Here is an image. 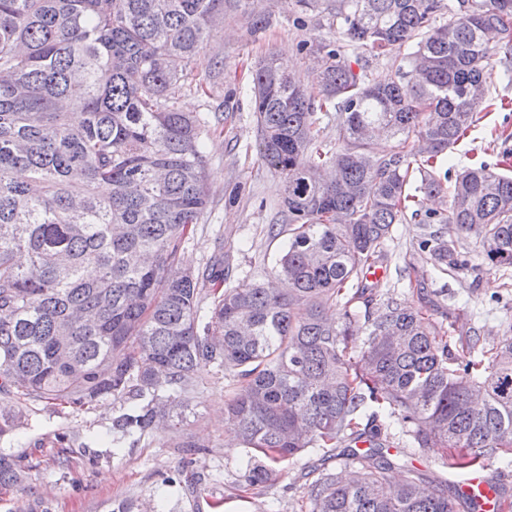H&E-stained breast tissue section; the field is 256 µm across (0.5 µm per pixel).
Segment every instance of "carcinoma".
Wrapping results in <instances>:
<instances>
[{"label":"carcinoma","instance_id":"cac0c4a2","mask_svg":"<svg viewBox=\"0 0 512 512\" xmlns=\"http://www.w3.org/2000/svg\"><path fill=\"white\" fill-rule=\"evenodd\" d=\"M240 2L0 0V394L75 412L110 396L124 404L112 418L118 448L222 369L239 385L225 411L250 453L251 486L382 415L386 438L444 449L463 479L486 457L511 464L512 336L456 341L391 295L365 312L358 346L350 327L362 273L419 192L451 199L447 214L423 218L442 224L423 240L439 271L463 264L449 234L512 271V177L483 165L446 188L436 169L488 101L490 41L512 42V0H334L330 27L394 72L376 81L344 47L305 42L317 100L274 60L258 65V152L284 180L276 274L288 287L226 288L223 263L180 265L212 204L209 120L170 102L210 26ZM223 72L220 59L196 91L210 94ZM335 306L341 323L326 316ZM383 448L344 449L357 467L312 481L310 512H456L458 484L445 491L412 469L396 482ZM25 475L0 453V486Z\"/></svg>","mask_w":512,"mask_h":512}]
</instances>
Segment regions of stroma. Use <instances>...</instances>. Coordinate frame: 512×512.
<instances>
[{
  "label": "stroma",
  "mask_w": 512,
  "mask_h": 512,
  "mask_svg": "<svg viewBox=\"0 0 512 512\" xmlns=\"http://www.w3.org/2000/svg\"><path fill=\"white\" fill-rule=\"evenodd\" d=\"M259 15L268 25L257 32L252 20ZM328 18L323 2L304 12L296 0H244L211 28L209 49L193 64L198 79L212 70L216 57H223L224 73L212 96L188 86L173 100L180 111L222 119L207 140L214 202L182 259L196 270L222 260L226 287L272 281L282 245L270 228L283 221V181L257 154L250 71L258 61L272 57L299 76L310 92H317L315 63L298 45L336 40ZM488 86L492 97L506 105L481 112L467 136L449 151L443 163L449 175L480 163L512 173V45H496ZM426 232V225L411 219L396 225L382 262L386 276L375 283V290H391L398 299L425 306L431 322L450 326L458 338L477 334L492 339L511 333L512 287H505L501 272L485 263L474 239L457 246L467 265L441 275L433 271L422 247ZM236 391L235 382L222 370L211 369L197 382L180 425L162 427L119 449L112 446V418L119 411L112 398L77 414L0 395V416L15 424L0 438V452L26 469L23 483L0 486V512H29L37 503L49 512H116L124 503L133 504V512L146 506L156 512H309V483L319 473L340 472L345 459L325 460L309 452L267 483L246 486V448L238 444L229 452L224 447L234 434L224 419V403ZM182 433L199 440V447H179ZM388 446L395 476L412 468L434 484L454 482L453 473L441 463V449L413 454L398 437ZM168 476L176 477L174 486L165 485Z\"/></svg>",
  "instance_id": "1"
}]
</instances>
